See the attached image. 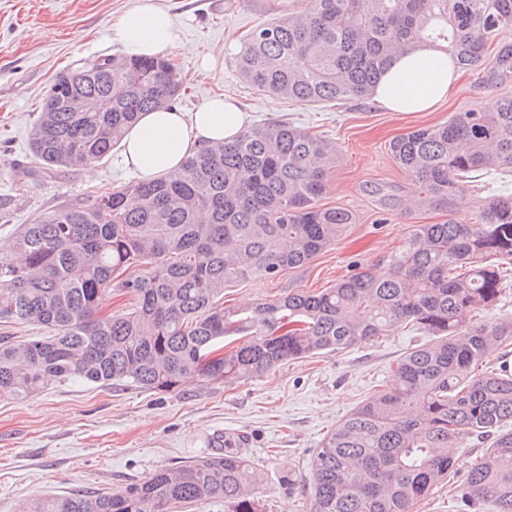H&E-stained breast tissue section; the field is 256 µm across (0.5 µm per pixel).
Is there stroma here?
<instances>
[{
    "mask_svg": "<svg viewBox=\"0 0 512 512\" xmlns=\"http://www.w3.org/2000/svg\"><path fill=\"white\" fill-rule=\"evenodd\" d=\"M140 0H0V244L19 225L102 188L137 183L120 150L92 167L62 168L36 185L17 183L16 162L30 154L43 98L62 71L123 56L110 28ZM173 16L178 42L165 54L186 87L176 107L192 112L209 99H234L249 126L286 122L336 146L320 203L350 210L356 221L335 243L274 280L226 288L225 305L272 300L288 289L315 292L367 266L384 272L388 255L416 224L473 219L484 197L512 194V175L480 173L466 200L447 209L416 208L422 184L399 168L389 143L447 121L478 102L512 95V82L487 87L484 67L462 71L449 98L432 112H390L372 98L299 103L257 92L239 77L229 44L256 25L312 0H155ZM427 335L403 328L350 349L290 361L263 376L224 386L187 380L181 392L94 388L73 380L29 399L0 400V512L24 500L74 490H117L156 469L207 455L209 440L241 448L257 468L266 512H309L311 465L324 436L388 383L392 365Z\"/></svg>",
    "mask_w": 512,
    "mask_h": 512,
    "instance_id": "1",
    "label": "stroma"
}]
</instances>
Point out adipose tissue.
<instances>
[{
  "instance_id": "obj_1",
  "label": "adipose tissue",
  "mask_w": 512,
  "mask_h": 512,
  "mask_svg": "<svg viewBox=\"0 0 512 512\" xmlns=\"http://www.w3.org/2000/svg\"><path fill=\"white\" fill-rule=\"evenodd\" d=\"M111 38L127 53L154 56L173 45L177 33L167 11L142 0L121 16ZM458 78L447 52L422 43L393 58L372 98L391 112H431L447 100ZM246 125L245 112L230 98L210 100L189 114L174 106L147 112L126 131L121 161L149 181L178 167L202 144L236 139Z\"/></svg>"
}]
</instances>
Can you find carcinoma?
<instances>
[{"instance_id":"obj_1","label":"carcinoma","mask_w":512,"mask_h":512,"mask_svg":"<svg viewBox=\"0 0 512 512\" xmlns=\"http://www.w3.org/2000/svg\"><path fill=\"white\" fill-rule=\"evenodd\" d=\"M505 31L512 0H313L245 33L235 63L257 92L346 101L371 96L395 51L426 42L462 68L492 56L484 79L496 86L512 80ZM182 87L165 55L97 58L59 73L18 179L109 156L141 113L172 104ZM390 151L425 183L420 205L452 209L474 173L512 167V96L404 134ZM334 162L319 135L257 126L154 180L21 225L0 245V323H35L47 335L0 336V399L75 379L154 393L191 377L230 385L409 325L432 342L407 352L391 383L323 438L309 512H415L448 483V448L466 437L486 448L457 486L462 510L512 512V370L480 368L492 343L512 345V318L475 322L512 275V196L480 201L471 224L415 225L384 277L367 267L316 293L224 305V289L307 265L354 223L349 210L319 205ZM116 292L132 308L103 315ZM208 501L265 512L256 468L239 450L214 449L118 491L29 499L20 512H174Z\"/></svg>"}]
</instances>
